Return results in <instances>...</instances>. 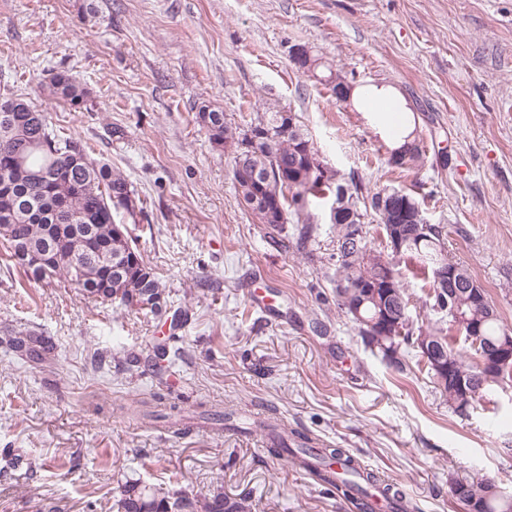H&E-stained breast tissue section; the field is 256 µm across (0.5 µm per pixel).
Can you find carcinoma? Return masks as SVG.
Returning <instances> with one entry per match:
<instances>
[{"label":"carcinoma","mask_w":512,"mask_h":512,"mask_svg":"<svg viewBox=\"0 0 512 512\" xmlns=\"http://www.w3.org/2000/svg\"><path fill=\"white\" fill-rule=\"evenodd\" d=\"M48 96L68 105L74 112L90 110V93L67 72L51 74ZM8 86L0 93V247L10 260L18 251L35 255L57 251L59 257L48 265L32 267L21 261L18 266L37 280L61 278L83 292L86 298L111 301L126 308L148 310L158 314L166 305L163 285L133 248L127 237L126 220H136L143 212V201L123 172L91 156V148L82 138L65 134L52 125L48 113L28 104L20 110L9 109L18 99ZM196 123L205 129L211 144L231 145L233 179L239 204L261 224L279 230L285 224H300L301 239L308 241L317 230L306 210L309 198L335 197L342 215L336 226V305L351 316L358 334L370 348L382 354L387 365L402 371L406 356L416 349L421 336H438L455 357L457 371L477 376L479 361L487 341L500 336L506 327L488 296L474 303L460 298L459 313L482 321L481 336L469 340L470 350L463 351L448 341V330L460 329L457 318L444 311L448 293L436 282V270L450 262L445 248L447 230L443 224H431L420 203L399 190L383 188L369 191L355 179L342 182L339 172L325 177L314 165L318 149L303 131L291 112H266L257 116L246 130L238 133L225 120L224 113L202 107L196 112ZM410 120L403 117L396 132L404 136L399 148L387 149L386 163L402 169L424 163V153L417 140V130H408ZM377 218L383 234L394 224L409 235L397 254L378 252L363 239L358 244L362 253L347 250L349 228L365 226L368 216ZM419 266L431 275L429 291L423 306L438 316L426 328H414L405 317L401 330L391 341L376 337L369 322L380 309L366 304L357 309V286H383L392 280L391 300L402 307L408 298L397 266L400 263ZM12 351L29 362L45 361L55 350L51 337L35 332L0 338ZM435 389L457 414L464 415L482 401L492 386L512 382V368L494 384L486 385L466 405L458 402L451 388H443L435 380L428 361H423ZM160 398L141 402L137 415L142 420L161 422L182 417V409L171 403L158 410ZM196 419L203 422L233 423L241 417L233 409L213 412L204 404ZM268 441L267 452L274 459L297 462L310 473L342 491L357 512H373V491L383 500V512H413L415 506L404 493L389 485L380 486L375 473L365 468L343 448H320L304 431L277 421L258 423ZM467 487L468 497L477 512H512V500L502 498L490 478L480 481L456 480ZM120 512H252L246 497L229 501L223 493L200 500L181 493L168 500L159 498L151 487L138 482L122 486L117 500Z\"/></svg>","instance_id":"cac0c4a2"}]
</instances>
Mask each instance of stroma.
Returning <instances> with one entry per match:
<instances>
[{
    "label": "stroma",
    "instance_id": "35a3bbf8",
    "mask_svg": "<svg viewBox=\"0 0 512 512\" xmlns=\"http://www.w3.org/2000/svg\"><path fill=\"white\" fill-rule=\"evenodd\" d=\"M341 71L356 98L298 71L294 45ZM68 70L94 108L47 96ZM0 78L122 171L145 212L128 239L188 319L183 357L146 363L169 332L147 310L94 304L0 251V328L37 330L54 363L21 364L0 346V512H116L139 480L168 497L251 496L254 512H355L340 491L267 456L257 431L155 428L132 410L157 392L275 416L348 449L417 500L464 512L451 480L496 481L512 497V385L461 416L427 375L398 373L365 348L336 306L329 203L269 232L238 204L230 149L195 122L206 106L245 127L294 112L321 159L371 190L414 196L446 225L448 255L512 329V0H0ZM383 89L416 118L423 165L386 164L391 140L363 97Z\"/></svg>",
    "mask_w": 512,
    "mask_h": 512
}]
</instances>
